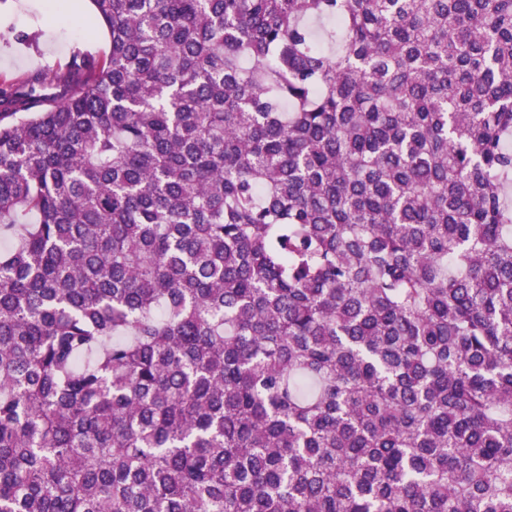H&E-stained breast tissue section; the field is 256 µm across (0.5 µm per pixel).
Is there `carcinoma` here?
<instances>
[{
    "mask_svg": "<svg viewBox=\"0 0 512 512\" xmlns=\"http://www.w3.org/2000/svg\"><path fill=\"white\" fill-rule=\"evenodd\" d=\"M0 83V512H512V0H91Z\"/></svg>",
    "mask_w": 512,
    "mask_h": 512,
    "instance_id": "cac0c4a2",
    "label": "carcinoma"
}]
</instances>
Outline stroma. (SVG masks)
<instances>
[{"label": "stroma", "instance_id": "obj_1", "mask_svg": "<svg viewBox=\"0 0 512 512\" xmlns=\"http://www.w3.org/2000/svg\"><path fill=\"white\" fill-rule=\"evenodd\" d=\"M43 13L19 10V0H0V79L33 68L55 69L73 52L98 57L109 36L93 18L87 0H44Z\"/></svg>", "mask_w": 512, "mask_h": 512}]
</instances>
